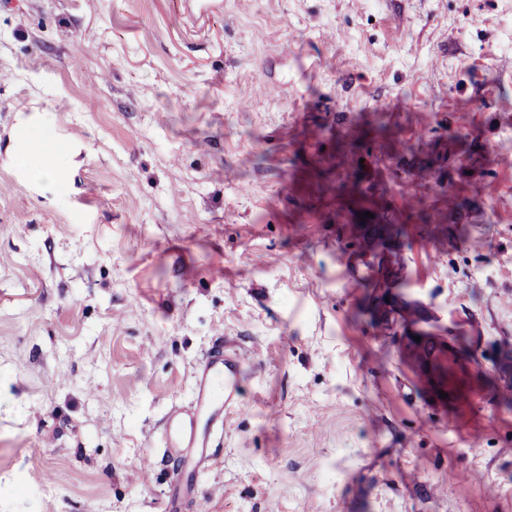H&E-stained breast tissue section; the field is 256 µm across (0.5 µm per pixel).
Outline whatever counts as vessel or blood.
<instances>
[{
    "label": "vessel or blood",
    "mask_w": 512,
    "mask_h": 512,
    "mask_svg": "<svg viewBox=\"0 0 512 512\" xmlns=\"http://www.w3.org/2000/svg\"><path fill=\"white\" fill-rule=\"evenodd\" d=\"M242 360L230 354L207 355L194 380L189 405L172 406L164 423L163 445L183 466L199 467L210 458L213 434L225 412L239 407ZM199 487L181 470L170 485L166 512H179L183 498L195 496Z\"/></svg>",
    "instance_id": "obj_1"
}]
</instances>
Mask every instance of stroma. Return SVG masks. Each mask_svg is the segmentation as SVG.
I'll return each instance as SVG.
<instances>
[{"label":"stroma","mask_w":512,"mask_h":512,"mask_svg":"<svg viewBox=\"0 0 512 512\" xmlns=\"http://www.w3.org/2000/svg\"><path fill=\"white\" fill-rule=\"evenodd\" d=\"M187 9L0 0V512H164L217 348L242 407L182 512H512V0ZM364 212L470 339L448 405L339 269ZM47 152H26L24 158L28 163L31 175L36 180L54 181L56 170L47 158Z\"/></svg>","instance_id":"35a3bbf8"}]
</instances>
